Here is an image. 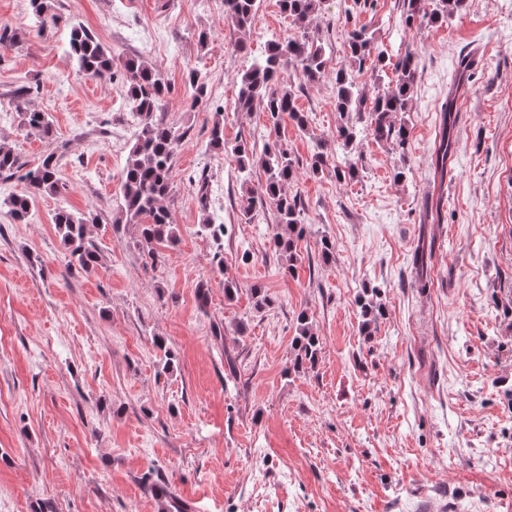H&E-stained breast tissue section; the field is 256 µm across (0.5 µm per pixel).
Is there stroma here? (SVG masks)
Returning a JSON list of instances; mask_svg holds the SVG:
<instances>
[{
  "instance_id": "35a3bbf8",
  "label": "stroma",
  "mask_w": 512,
  "mask_h": 512,
  "mask_svg": "<svg viewBox=\"0 0 512 512\" xmlns=\"http://www.w3.org/2000/svg\"><path fill=\"white\" fill-rule=\"evenodd\" d=\"M52 3L59 21L45 29L29 0H0V27L12 33L0 47V145L29 169L59 158L64 184L17 224L5 202L30 186L0 176V512H161L151 482L192 512H512V0H469L445 23L410 27L402 0H324L310 29L326 45L327 73L298 94L303 132L235 106L268 43L300 34L278 0H261L244 37L225 24L222 0ZM75 23L111 48L114 80L70 58ZM361 26L390 61L415 55L405 153L360 118L355 142H336L333 76L350 68L348 34ZM150 27L164 41L144 50ZM131 58L162 73L170 91L159 117L183 135L167 200L173 247H143L135 226L115 221L139 131L122 93ZM192 71L207 81L198 102ZM24 85L35 86L26 105L48 114L52 136L23 127ZM218 117L226 142L275 137L299 163L294 271L273 248L280 226L262 170L242 175L209 146ZM323 142L333 157L314 177L307 167ZM349 162L357 176L337 180ZM62 207L96 217L87 238L100 259L89 271L66 268L53 223ZM207 218L224 225L222 243ZM418 254L426 289L415 285ZM257 286L268 307L256 308ZM372 287L386 315L367 337L357 297ZM302 312L321 357L297 371Z\"/></svg>"
}]
</instances>
